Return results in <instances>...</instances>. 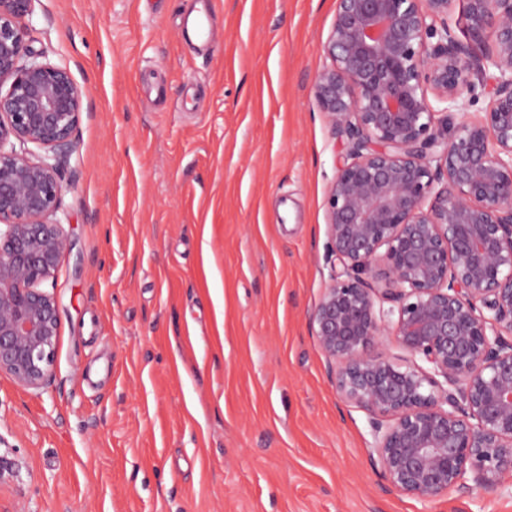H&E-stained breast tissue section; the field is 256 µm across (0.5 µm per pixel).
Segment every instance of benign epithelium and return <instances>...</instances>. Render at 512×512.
<instances>
[{"mask_svg":"<svg viewBox=\"0 0 512 512\" xmlns=\"http://www.w3.org/2000/svg\"><path fill=\"white\" fill-rule=\"evenodd\" d=\"M32 2L0 0V372L40 389L59 336L40 285L70 250L51 217L86 92L29 45ZM322 50L314 99L348 150L309 320L336 391L367 413L386 491L512 489V0H337ZM491 67L484 115L448 137L429 96L455 107Z\"/></svg>","mask_w":512,"mask_h":512,"instance_id":"obj_1","label":"benign epithelium"}]
</instances>
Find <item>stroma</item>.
Masks as SVG:
<instances>
[{
	"label": "stroma",
	"mask_w": 512,
	"mask_h": 512,
	"mask_svg": "<svg viewBox=\"0 0 512 512\" xmlns=\"http://www.w3.org/2000/svg\"><path fill=\"white\" fill-rule=\"evenodd\" d=\"M34 0L87 96L55 219L46 388L0 373V512H512L385 492L309 325L346 149L313 82L336 0Z\"/></svg>",
	"instance_id": "35a3bbf8"
}]
</instances>
